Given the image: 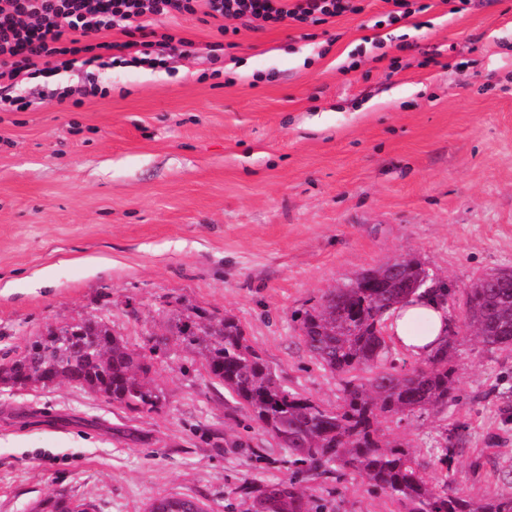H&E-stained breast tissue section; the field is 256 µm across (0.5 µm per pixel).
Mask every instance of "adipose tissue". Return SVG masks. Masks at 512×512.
I'll use <instances>...</instances> for the list:
<instances>
[{
  "label": "adipose tissue",
  "instance_id": "1",
  "mask_svg": "<svg viewBox=\"0 0 512 512\" xmlns=\"http://www.w3.org/2000/svg\"><path fill=\"white\" fill-rule=\"evenodd\" d=\"M448 309L436 300L418 298L398 307L391 334L396 343L415 357L433 353L446 340Z\"/></svg>",
  "mask_w": 512,
  "mask_h": 512
}]
</instances>
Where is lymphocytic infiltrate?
<instances>
[{
  "label": "lymphocytic infiltrate",
  "mask_w": 512,
  "mask_h": 512,
  "mask_svg": "<svg viewBox=\"0 0 512 512\" xmlns=\"http://www.w3.org/2000/svg\"><path fill=\"white\" fill-rule=\"evenodd\" d=\"M363 10L361 0H0V109H28L14 92L19 80L90 65L99 49L115 64L167 67L192 52V41L158 29L180 16L211 18L227 38L241 20L259 30L286 22L316 27ZM112 30L121 40H102Z\"/></svg>",
  "instance_id": "1"
}]
</instances>
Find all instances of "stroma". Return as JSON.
I'll return each mask as SVG.
<instances>
[{
  "label": "stroma",
  "instance_id": "obj_1",
  "mask_svg": "<svg viewBox=\"0 0 512 512\" xmlns=\"http://www.w3.org/2000/svg\"><path fill=\"white\" fill-rule=\"evenodd\" d=\"M428 2L399 28L375 27L384 0L314 38L241 26L222 86L200 78L219 36L196 16L172 24L196 52L171 69L92 65L18 86L28 110L0 111V364L46 328L98 318L152 356L166 402L137 413L67 384L0 385V512L60 495L95 512L162 496L252 512L240 485L292 467L211 384L179 318L234 316L285 385L332 406L341 386L298 337L328 289L414 257L452 285L458 324L470 283L512 267V0L457 14ZM352 55L360 68L341 72ZM92 81L107 95L55 96ZM456 364L458 404L387 434L472 497L510 493L512 351L472 340ZM455 429L465 441L440 464ZM311 487L320 512H396L358 478Z\"/></svg>",
  "mask_w": 512,
  "mask_h": 512
}]
</instances>
